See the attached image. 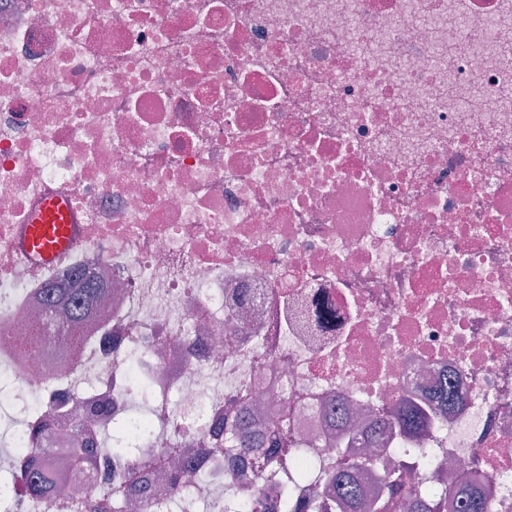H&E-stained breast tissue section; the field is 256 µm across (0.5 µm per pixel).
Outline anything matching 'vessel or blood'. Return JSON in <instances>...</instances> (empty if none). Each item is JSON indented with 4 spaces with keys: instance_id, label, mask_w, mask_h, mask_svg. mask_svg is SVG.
Listing matches in <instances>:
<instances>
[{
    "instance_id": "vessel-or-blood-1",
    "label": "vessel or blood",
    "mask_w": 512,
    "mask_h": 512,
    "mask_svg": "<svg viewBox=\"0 0 512 512\" xmlns=\"http://www.w3.org/2000/svg\"><path fill=\"white\" fill-rule=\"evenodd\" d=\"M64 199L45 200L25 228L23 249L27 257L43 264L58 260L73 245V226Z\"/></svg>"
}]
</instances>
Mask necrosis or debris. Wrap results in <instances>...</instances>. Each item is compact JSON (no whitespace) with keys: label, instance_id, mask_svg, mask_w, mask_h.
I'll use <instances>...</instances> for the list:
<instances>
[{"label":"necrosis or debris","instance_id":"obj_1","mask_svg":"<svg viewBox=\"0 0 512 512\" xmlns=\"http://www.w3.org/2000/svg\"><path fill=\"white\" fill-rule=\"evenodd\" d=\"M56 196L75 246L21 262ZM78 272L108 284L79 356L64 334L24 354L45 284ZM131 353L155 499L129 512L259 493L224 445L248 376L263 428L287 420L317 464L303 500L361 432L365 499L396 471L512 512V0H0V389L24 427L62 413L57 447L77 420L96 447L0 512H91L118 487L104 435ZM407 405L430 411L420 437L388 425Z\"/></svg>","mask_w":512,"mask_h":512}]
</instances>
